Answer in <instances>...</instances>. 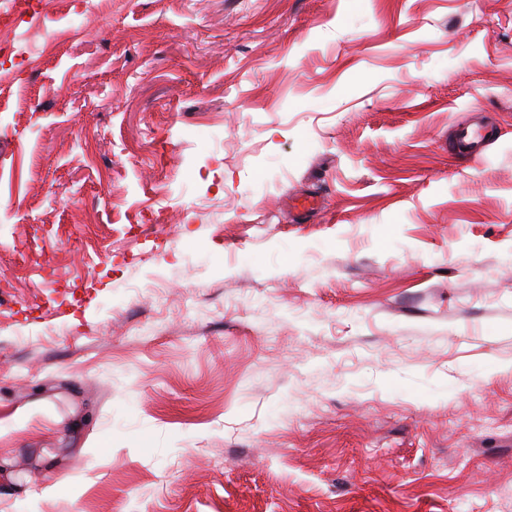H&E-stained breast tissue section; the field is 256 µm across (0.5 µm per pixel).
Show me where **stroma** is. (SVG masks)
<instances>
[{"mask_svg": "<svg viewBox=\"0 0 512 512\" xmlns=\"http://www.w3.org/2000/svg\"><path fill=\"white\" fill-rule=\"evenodd\" d=\"M6 43L0 512H512V0H68Z\"/></svg>", "mask_w": 512, "mask_h": 512, "instance_id": "stroma-1", "label": "stroma"}]
</instances>
